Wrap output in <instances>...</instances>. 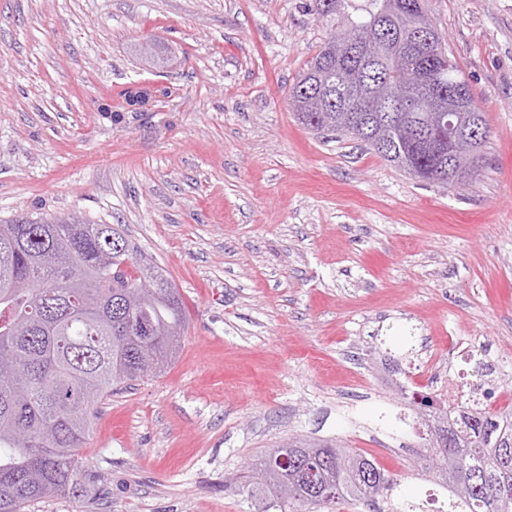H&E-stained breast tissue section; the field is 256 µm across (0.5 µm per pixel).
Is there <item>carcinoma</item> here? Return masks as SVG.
Segmentation results:
<instances>
[{
  "label": "carcinoma",
  "mask_w": 512,
  "mask_h": 512,
  "mask_svg": "<svg viewBox=\"0 0 512 512\" xmlns=\"http://www.w3.org/2000/svg\"><path fill=\"white\" fill-rule=\"evenodd\" d=\"M311 12L325 24L359 34L392 26L413 34L428 22L423 0H331ZM431 84L450 83L460 72L436 40ZM401 41H388L375 57L350 47L344 64L323 43L288 92L298 122L316 131H340L336 112L355 106L330 89L354 71L382 97L397 81ZM459 131L478 130L479 140L443 163L413 148L420 136L417 112H407L404 131L383 146L374 143L380 112H354L361 126L355 139L409 175L432 183L448 181V168L481 160L488 138L483 114L471 92L459 98ZM185 327L176 288L162 269L137 254L123 229L77 216H21L0 224V512H22L40 498L79 492L88 475L80 455L94 411L112 394L167 368ZM410 405L430 418L420 453L424 469L454 497L448 512H512V420L470 410L466 429L448 421V411L428 393L415 391ZM400 479L342 444L297 438L271 448L250 463L239 488L255 512H301L314 505L333 512L342 502H363L372 512H415L398 493ZM386 507H380V503Z\"/></svg>",
  "instance_id": "cac0c4a2"
}]
</instances>
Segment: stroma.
<instances>
[{
  "label": "stroma",
  "mask_w": 512,
  "mask_h": 512,
  "mask_svg": "<svg viewBox=\"0 0 512 512\" xmlns=\"http://www.w3.org/2000/svg\"><path fill=\"white\" fill-rule=\"evenodd\" d=\"M424 9L489 129L456 191L289 112L327 35L307 0H0V222L121 225L187 317L176 362L98 408L94 494L24 512H252L225 477L301 435L446 508L393 375L445 393L426 358L455 338L512 386V0ZM135 84L171 94L123 108Z\"/></svg>",
  "instance_id": "obj_1"
}]
</instances>
